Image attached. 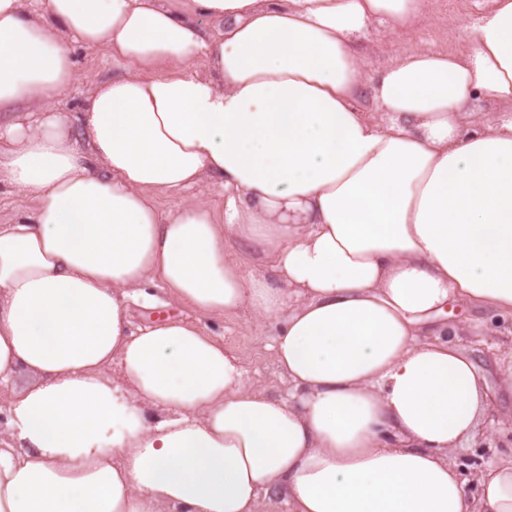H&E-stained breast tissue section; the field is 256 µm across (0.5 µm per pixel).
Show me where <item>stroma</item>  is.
Masks as SVG:
<instances>
[{
    "instance_id": "obj_1",
    "label": "stroma",
    "mask_w": 512,
    "mask_h": 512,
    "mask_svg": "<svg viewBox=\"0 0 512 512\" xmlns=\"http://www.w3.org/2000/svg\"><path fill=\"white\" fill-rule=\"evenodd\" d=\"M489 0H426L425 13L419 22L406 30L386 32L371 27L363 42L365 68L369 75H376L395 59L418 49L462 53L471 46L467 28L487 9ZM76 62L75 81L72 87L57 100L61 112H74L84 105L89 90L96 84L122 75L120 65L95 50L74 49ZM133 326L145 325L166 318L198 319L209 334L220 338L225 347L239 355L246 366L252 384L269 395L281 396L288 390L287 382L280 376L268 345L277 332L275 324L257 326L250 311H240L231 318H196L193 311L179 306L163 304L151 308L136 303L127 305ZM460 318L486 321L493 333L474 336L462 332L457 343L472 357L488 382H495L498 365L512 352V325L490 318L482 310L456 309ZM512 451V407L496 403L488 410L477 435L456 450L451 460L467 481L470 495H477L473 479L482 461Z\"/></svg>"
}]
</instances>
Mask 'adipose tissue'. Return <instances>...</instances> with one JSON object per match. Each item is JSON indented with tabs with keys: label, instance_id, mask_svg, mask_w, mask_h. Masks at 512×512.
Segmentation results:
<instances>
[{
	"label": "adipose tissue",
	"instance_id": "obj_1",
	"mask_svg": "<svg viewBox=\"0 0 512 512\" xmlns=\"http://www.w3.org/2000/svg\"><path fill=\"white\" fill-rule=\"evenodd\" d=\"M424 6L0 0V188L36 202L0 225V393L38 377L9 404L0 512H512V454L475 498L450 461L512 362L489 390L453 341L485 327L448 320H512V0L469 52L367 77L369 26ZM75 44L126 73L70 114ZM483 97L498 115L471 120ZM206 179L223 206L188 198ZM156 282L279 324L289 397L194 322L132 327Z\"/></svg>",
	"mask_w": 512,
	"mask_h": 512
}]
</instances>
